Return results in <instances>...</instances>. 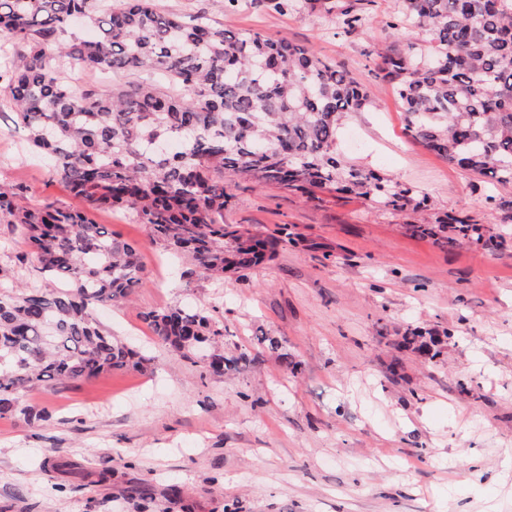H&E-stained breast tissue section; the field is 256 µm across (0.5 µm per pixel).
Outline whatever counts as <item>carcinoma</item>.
Returning a JSON list of instances; mask_svg holds the SVG:
<instances>
[{"label": "carcinoma", "instance_id": "1", "mask_svg": "<svg viewBox=\"0 0 512 512\" xmlns=\"http://www.w3.org/2000/svg\"><path fill=\"white\" fill-rule=\"evenodd\" d=\"M344 31L365 17L332 5ZM80 19L90 40L65 38ZM391 28L406 48L378 53L406 134L493 187L512 184V0H403ZM15 48L0 70L16 121L52 177L83 203L71 210L20 205L0 188V224L20 238L58 286L24 290L0 268V419L47 418L24 395L65 380L140 368L145 357L96 321L143 282L137 250L92 214L122 210L164 249L191 257L189 274L222 278L275 253L279 241L224 224V174L308 200L354 193L394 212L426 207L416 186L348 164L336 154L344 114L373 105L369 90L308 46L226 30L157 0H0V33ZM73 64L127 80L77 88ZM512 224V195H492ZM440 244L508 246L469 216L409 225ZM144 321L168 348L211 346L205 373L224 376V328L209 310L168 307Z\"/></svg>", "mask_w": 512, "mask_h": 512}]
</instances>
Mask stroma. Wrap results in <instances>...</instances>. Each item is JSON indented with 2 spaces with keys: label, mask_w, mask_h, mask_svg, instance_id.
I'll use <instances>...</instances> for the list:
<instances>
[{
  "label": "stroma",
  "mask_w": 512,
  "mask_h": 512,
  "mask_svg": "<svg viewBox=\"0 0 512 512\" xmlns=\"http://www.w3.org/2000/svg\"><path fill=\"white\" fill-rule=\"evenodd\" d=\"M367 16L343 32L320 11H279L272 0H161L207 11L230 30L312 47L375 98L346 114L337 152L410 183L436 211L466 214L512 238L487 185L412 141L378 53L402 49L386 24L401 0H345ZM0 98V185L20 204L69 209L79 199L31 153L27 131ZM224 222L254 234L288 232L272 256L223 281L181 277L182 263L146 225L120 212L94 219L132 244L145 282L130 301L98 309L104 329L138 350L143 371L33 392L46 420L0 419V512H512V247L440 245L412 235V215L354 195L320 201L225 180ZM0 225V268L26 288H51ZM217 306L223 378L162 344L143 316L170 306ZM432 333L434 352L403 347L407 329ZM269 336L280 352L259 349ZM297 362L290 371L279 360ZM108 481H101L103 472Z\"/></svg>",
  "instance_id": "35a3bbf8"
}]
</instances>
